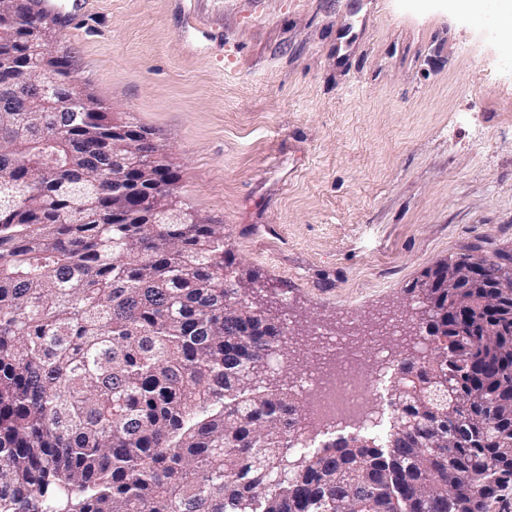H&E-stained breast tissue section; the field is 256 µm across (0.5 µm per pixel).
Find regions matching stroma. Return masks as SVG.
Instances as JSON below:
<instances>
[{"label":"stroma","mask_w":512,"mask_h":512,"mask_svg":"<svg viewBox=\"0 0 512 512\" xmlns=\"http://www.w3.org/2000/svg\"><path fill=\"white\" fill-rule=\"evenodd\" d=\"M80 88L144 127L297 357L394 318L438 263L512 255V35L452 0H97Z\"/></svg>","instance_id":"obj_1"}]
</instances>
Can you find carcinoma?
Returning a JSON list of instances; mask_svg holds the SVG:
<instances>
[{"instance_id": "carcinoma-1", "label": "carcinoma", "mask_w": 512, "mask_h": 512, "mask_svg": "<svg viewBox=\"0 0 512 512\" xmlns=\"http://www.w3.org/2000/svg\"><path fill=\"white\" fill-rule=\"evenodd\" d=\"M20 10L7 53L64 109L0 103V512H489L512 485V259L460 254L475 277L451 300L448 263L428 270L433 354L396 360L384 433L296 451L267 370L289 331L239 287L224 225L168 220L188 204L142 127L119 154L164 186L112 177L114 115L81 111Z\"/></svg>"}]
</instances>
